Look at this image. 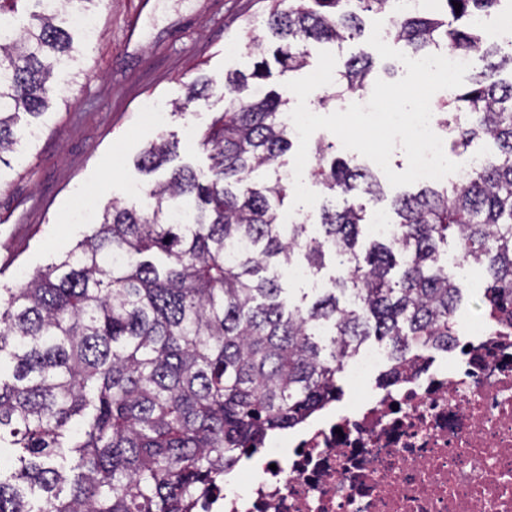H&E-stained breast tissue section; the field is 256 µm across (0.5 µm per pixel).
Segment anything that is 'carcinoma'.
Here are the masks:
<instances>
[{"instance_id":"carcinoma-1","label":"carcinoma","mask_w":512,"mask_h":512,"mask_svg":"<svg viewBox=\"0 0 512 512\" xmlns=\"http://www.w3.org/2000/svg\"><path fill=\"white\" fill-rule=\"evenodd\" d=\"M44 0H0L13 22L0 36V162L31 144L53 105L55 70L76 61L73 39ZM460 4L455 10L454 4ZM501 0H434L397 14L392 0H271L267 29L280 72L308 66L311 42L363 35L362 14L392 13L396 42L477 56L484 70L439 104L451 149L476 139L497 152L464 183L426 185L392 200L394 237L362 244L366 203L382 190L365 168L315 148L313 177L342 205L322 206L319 230L282 223L294 188L279 174L294 137L290 99L265 89L261 58L224 73V111L201 135L207 170L183 163L178 142L149 144L135 161L150 208L114 199L60 260L0 290V512H198L224 471L268 433L292 428L336 397L342 363L370 337L391 351L388 381L410 350L448 348L465 286L441 262L453 238L487 271L483 298L512 308V45L477 17ZM375 60L339 61L321 104L368 87ZM273 169L274 179L254 173ZM340 275L314 301L292 300L282 272L303 261Z\"/></svg>"}]
</instances>
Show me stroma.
<instances>
[{
  "label": "stroma",
  "mask_w": 512,
  "mask_h": 512,
  "mask_svg": "<svg viewBox=\"0 0 512 512\" xmlns=\"http://www.w3.org/2000/svg\"><path fill=\"white\" fill-rule=\"evenodd\" d=\"M266 17V0H101L95 35L75 32L76 62L53 77L36 139L0 167V289L73 248L107 201L146 207L134 160L150 143L175 136L181 160L208 167L197 136L224 109L225 72L250 70L244 44L266 36ZM203 77L216 81L211 94L187 101ZM149 105L160 123L144 120Z\"/></svg>",
  "instance_id": "stroma-1"
}]
</instances>
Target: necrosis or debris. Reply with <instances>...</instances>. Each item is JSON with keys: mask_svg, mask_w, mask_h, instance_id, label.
<instances>
[{"mask_svg": "<svg viewBox=\"0 0 512 512\" xmlns=\"http://www.w3.org/2000/svg\"><path fill=\"white\" fill-rule=\"evenodd\" d=\"M387 358L346 359L351 403L267 435L204 512H512V323L459 314L445 355L374 386Z\"/></svg>", "mask_w": 512, "mask_h": 512, "instance_id": "necrosis-or-debris-1", "label": "necrosis or debris"}]
</instances>
